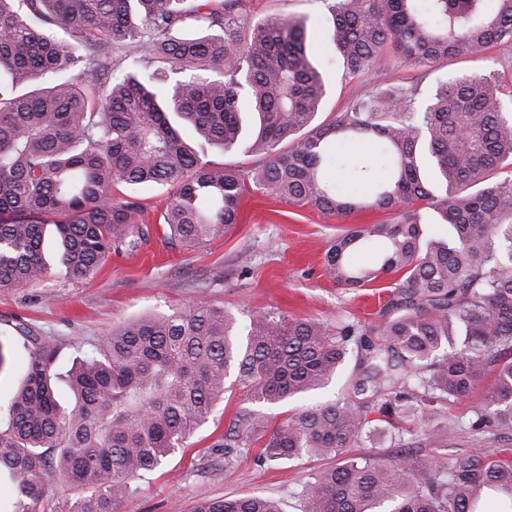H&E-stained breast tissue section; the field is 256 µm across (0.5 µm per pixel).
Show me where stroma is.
<instances>
[{
    "mask_svg": "<svg viewBox=\"0 0 512 512\" xmlns=\"http://www.w3.org/2000/svg\"><path fill=\"white\" fill-rule=\"evenodd\" d=\"M330 0H238L245 26L290 17L305 24L310 36L313 64L323 73L328 93L320 117L331 120L353 99L388 85L420 86L431 93L436 79L466 70L495 72L503 100L512 99V40L490 47L475 59L441 60L415 66L390 56L355 78H345L342 59L332 41ZM371 167L378 176L387 173L386 158L376 144L338 141L333 149L329 177L338 196L361 200L374 187L358 179L357 169ZM147 212L149 232L134 250H115L94 278L72 282L51 271L40 282L0 291V342L13 360L0 372V404L12 397L29 359L31 345L18 331L30 327L59 347L56 368L67 373L76 357L91 352L112 329L153 314L172 313L198 298L233 313L240 327L252 316L277 312L291 318H310L329 328L375 320L386 305L390 282L381 279L362 288L336 284L326 268V253L348 227L392 221L394 212L364 209L345 217L297 206L260 191L244 198L240 220L223 237L187 248L166 240L155 217L169 189L138 188ZM491 384L480 380L471 397L451 410L458 423L449 432L444 453H467L470 442L463 427L475 398ZM223 402L208 422L188 440L185 448L165 465L134 483L135 492L118 512H188L200 499L261 495L279 501L282 512H300L297 493L309 464L268 461L261 442H253L232 463H225L217 443L236 414L247 407L245 391L228 381Z\"/></svg>",
    "mask_w": 512,
    "mask_h": 512,
    "instance_id": "35a3bbf8",
    "label": "stroma"
}]
</instances>
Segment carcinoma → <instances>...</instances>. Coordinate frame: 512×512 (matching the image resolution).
<instances>
[{
  "label": "carcinoma",
  "mask_w": 512,
  "mask_h": 512,
  "mask_svg": "<svg viewBox=\"0 0 512 512\" xmlns=\"http://www.w3.org/2000/svg\"><path fill=\"white\" fill-rule=\"evenodd\" d=\"M237 0H0V290L49 273L92 278L112 251L139 246L146 212L124 185H168L159 213L184 246L224 235L250 187L336 216L394 209L397 219L336 237L327 269L362 288L394 278L368 324L334 330L273 313L236 318L200 298L105 336L67 374L72 403L53 388L58 348L30 336L25 375L3 407L0 512H115L133 483L160 467L224 400L236 374L247 399L277 404L322 390L346 358L351 393L270 424L238 413L215 447L229 462L256 439L265 459L313 462L301 512H512V449L455 458L448 406L488 372L471 437L512 432V110L494 72L454 74L416 106L417 88L358 99L317 121L326 85L304 26L279 18L244 33ZM334 42L355 77L391 50L425 66L474 58L512 38V0H332ZM191 23L212 33H184ZM383 145L387 176L367 202L326 182L338 139ZM247 142L261 166L213 167L205 148ZM289 142L288 149L280 145ZM425 225L446 227L428 239ZM384 242L371 266L352 262ZM418 423L411 431L404 423ZM394 451L324 464L377 436ZM71 495L54 502L50 479ZM190 512H281L273 498L199 501Z\"/></svg>",
  "instance_id": "cac0c4a2"
}]
</instances>
